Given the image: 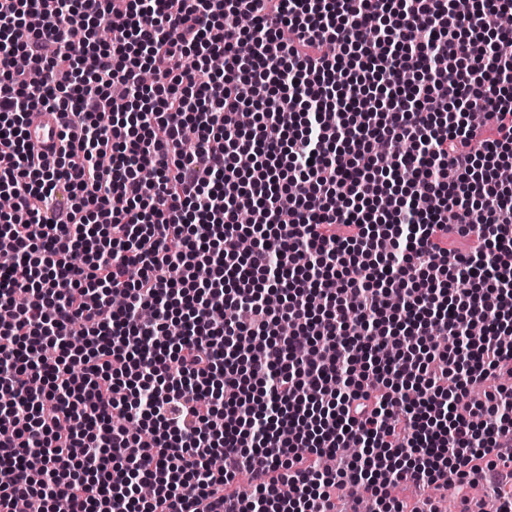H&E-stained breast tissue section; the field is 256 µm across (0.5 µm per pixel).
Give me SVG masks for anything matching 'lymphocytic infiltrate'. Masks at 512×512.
<instances>
[{
    "mask_svg": "<svg viewBox=\"0 0 512 512\" xmlns=\"http://www.w3.org/2000/svg\"><path fill=\"white\" fill-rule=\"evenodd\" d=\"M511 11L0 0V512H512V388L458 404L512 367ZM52 113L55 112H34L26 130L28 142L43 151L57 144L60 138L61 127Z\"/></svg>",
    "mask_w": 512,
    "mask_h": 512,
    "instance_id": "1",
    "label": "lymphocytic infiltrate"
}]
</instances>
